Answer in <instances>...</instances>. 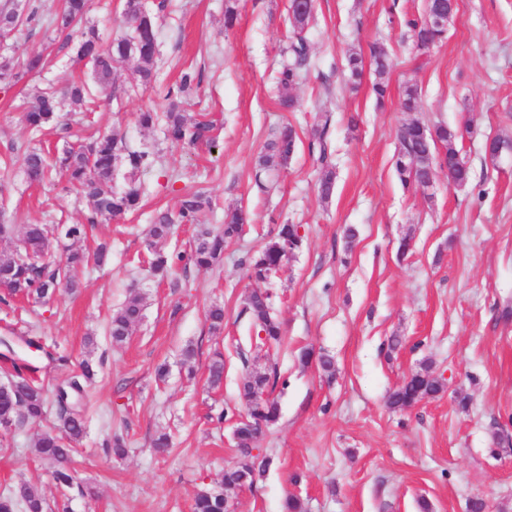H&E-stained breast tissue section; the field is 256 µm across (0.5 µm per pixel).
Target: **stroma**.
Segmentation results:
<instances>
[{"label":"stroma","instance_id":"obj_1","mask_svg":"<svg viewBox=\"0 0 512 512\" xmlns=\"http://www.w3.org/2000/svg\"><path fill=\"white\" fill-rule=\"evenodd\" d=\"M61 3L34 0L37 22L17 26L0 45L6 54L45 58L40 72L0 86V211L14 228L0 253L15 251L24 225L82 224L90 212L60 177L27 182V148L53 158L112 135L155 162L137 175L144 187L138 210L84 238L50 242L61 262L107 244L103 265L77 268V288L50 301L0 302V338L17 339L18 353L49 389L65 384L83 360L97 366L73 486L56 485L35 460L43 426L28 422L0 428V490L25 482L48 503L66 502L69 512H191L199 489L220 490L225 467L246 460L233 436L246 408L241 389L250 372L274 368L280 418L248 459L272 463L253 487L228 492L235 512H283L291 494L304 512H470L475 500L486 512H512V445L493 439L497 431L512 436V0H455L445 39L423 56L405 21L424 16V0H314L313 65L292 90L299 103L292 112L280 109L277 88L288 56V0H173L159 20L155 80L142 85L137 59L126 60L113 86L74 112L69 133H40L23 120L35 90L60 91L90 74L55 32ZM229 3L238 13L230 28ZM376 41L390 65L381 108L368 60ZM353 51L365 58L358 82L345 67ZM186 68L200 83L184 95V109L213 120L209 145L175 143L163 124L138 123L142 110H167V90ZM410 85L419 108L407 113L399 102ZM412 121L471 124L458 141L467 184L449 183L443 171L433 188L402 187L393 168L397 133ZM285 124L297 131L296 151L259 191L258 160ZM322 128L336 172L326 200L318 192L322 168L308 152ZM495 136L505 145L491 156L485 143ZM190 190L212 203L197 224H221L239 208L250 221L211 268L153 276V251L173 255L193 244L197 224H178L148 247L156 212L177 210ZM282 224L300 227L301 247L268 280L249 279L244 259ZM405 237L411 250L402 257ZM257 289L270 296L281 344L255 341L248 301ZM137 293L145 298L143 317L125 344L113 346L110 316ZM215 305L224 309L217 332L206 320ZM188 345L197 352L190 366L181 356ZM48 350L67 356L68 369L47 367ZM217 351L224 381L212 389L206 378ZM323 353L333 374L318 366ZM162 365L168 374L161 382ZM426 366L443 391L391 409L390 392ZM160 433L172 442L164 457L150 449ZM115 435L125 441V458L104 446Z\"/></svg>","mask_w":512,"mask_h":512}]
</instances>
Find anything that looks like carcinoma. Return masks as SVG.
I'll return each instance as SVG.
<instances>
[{
	"instance_id": "1",
	"label": "carcinoma",
	"mask_w": 512,
	"mask_h": 512,
	"mask_svg": "<svg viewBox=\"0 0 512 512\" xmlns=\"http://www.w3.org/2000/svg\"><path fill=\"white\" fill-rule=\"evenodd\" d=\"M90 9V0H64L62 11L56 15L55 29L64 35L63 45L73 47L75 53L89 60L90 71L95 85L101 89L112 83L114 65L130 58L141 63L138 70L140 80L147 84L152 81V63L157 52L158 16L143 13L140 0H123L122 16L124 30L112 41V46L104 50L98 42L94 29H80ZM455 13V0H426L425 17L422 20L411 19L409 27L413 30L416 47L427 51L442 41L446 25L442 20L450 19ZM289 21L292 36L288 47L289 59L278 73L280 105L293 112L297 101L288 94V90L306 74L312 65L307 26L312 17L309 0H289ZM29 23L37 20L36 8L28 7L23 12L18 5H9L0 10V34L7 36L22 21ZM375 63L373 92L376 104L384 106L387 96L389 62L384 46L372 48ZM43 67V57L39 54L20 59L0 55V83L9 85L20 81L25 75L34 73ZM93 85V86H95ZM93 86L85 81L69 85L64 97L50 91H40L34 97L24 113L26 124L35 131L62 126L61 113L65 105L77 110L94 96ZM164 120L166 133L174 142L190 143L210 142L212 122L202 118L189 120L178 110L177 102L163 114L150 109L139 113L138 122L144 128L155 126ZM461 134L452 128L438 125L433 128L419 122L403 127L399 134V146L394 162V171L405 187H421L438 170H448L450 179L457 185L470 180V169L461 156L457 141ZM297 132L291 125L283 126L277 135L267 143L265 153L259 159V169L255 172L254 182L257 188L266 189V175L278 166L288 162L295 152ZM309 152L317 157L322 165V177L319 182V195L327 200L335 186V172L331 163L328 143L324 135L313 137L308 144ZM125 165L131 173H137L152 165L149 155L144 151L130 150L122 140L104 135L77 148L70 147L55 161V167L67 180L70 187L78 193L87 195L91 204L89 223L96 224L118 218L136 209L142 198L141 184L130 179L123 190L112 188V177L118 164ZM49 164L37 149H31L23 155V169L29 183H41L48 174ZM209 207V200L200 192L183 194L176 214L160 212L150 225L149 237L152 242L167 239L171 225L195 224L199 214ZM248 223V215L238 209L225 217L224 224L216 230H199L194 248L190 254H177L176 257L153 252L151 268L156 274L172 270L174 261L191 262L199 268H208L224 254L227 243L242 231V225ZM66 238H80L85 234V225L66 224L52 227L48 224H28L23 231V252L0 253V279L6 282V292L10 296L46 300L54 297L61 288L76 287L74 279L63 274V269L47 259L48 240L52 233ZM302 244L298 226L282 224L274 239L255 256L244 260L249 277L264 281L275 272L288 254ZM249 309L254 319L257 333L264 344L281 340L280 323L271 316L268 297L260 291L252 293ZM144 298L140 295L130 297L122 307L113 312L109 333L112 343L124 344L132 327L142 317ZM13 374L0 384V425L9 422L20 405L30 422H40L46 418L50 405L56 406L57 424L42 432L36 443V456L51 469L54 480L65 486L74 483V469L68 466L73 443L83 435L85 422L83 415L68 410L59 397L51 398L48 391L35 380L22 375V368L12 365ZM95 376V370L88 361L80 364V372L69 376L70 389L81 394L83 383ZM224 379V356L217 353L208 367V382L218 386ZM278 376L266 372H252L243 386V398L246 401V417L250 423H243L236 430L237 447L241 454L249 456L253 442L262 434V427L274 425L279 418L277 402L271 394ZM443 391V383L431 376L424 368L410 375L391 393L389 404L393 408L404 409L426 397H434ZM223 491L211 489L199 491L194 499V512H224V491L238 489L254 483V468L248 463H240L224 469L221 480ZM47 512L48 504L33 488L25 483L0 494V512Z\"/></svg>"
}]
</instances>
